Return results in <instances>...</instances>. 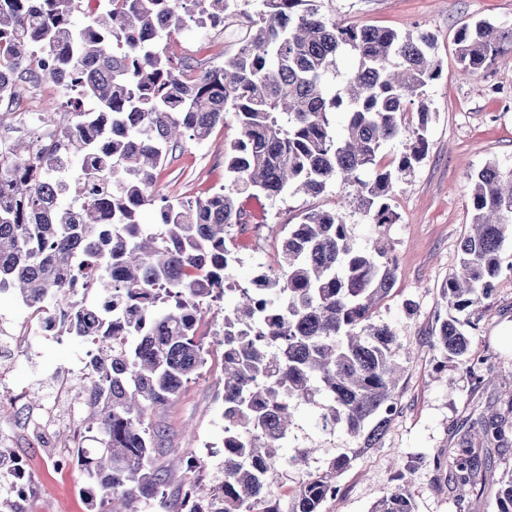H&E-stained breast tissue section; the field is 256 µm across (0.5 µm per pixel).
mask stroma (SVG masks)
Here are the masks:
<instances>
[{
	"instance_id": "obj_1",
	"label": "stroma",
	"mask_w": 512,
	"mask_h": 512,
	"mask_svg": "<svg viewBox=\"0 0 512 512\" xmlns=\"http://www.w3.org/2000/svg\"><path fill=\"white\" fill-rule=\"evenodd\" d=\"M319 6L327 18L340 23L398 32L415 27L435 37L442 72L426 89L432 121L425 154L397 180L388 199L397 221L380 233L354 203L351 188L340 182L317 196L288 192L272 200L238 195L251 227L228 241L234 259L225 277L233 287L248 288L256 277L276 271L287 226L312 210L340 211L358 244L382 235L396 279L391 292L375 306L372 320L389 324L399 336L396 355L404 375L396 391L398 409L381 442L359 451L352 467L339 477L338 492L323 509L369 512L396 485L399 472L407 469L416 512H456L448 472L436 469L433 457L459 447L462 424L506 410L512 400V345L503 342L512 336V278H500L492 296L471 315V351L483 358L484 371L498 376L489 388H474L433 347L435 316L444 306L442 288L459 264L460 238L471 219L474 175L490 163L512 170V53L498 55L488 69L466 77L454 38L463 24L479 19L511 24L512 0H319ZM64 102V94L51 83L22 84L7 104L11 120L0 126V138L22 143L28 151L37 149L40 131L59 128ZM239 136L229 114L206 142L185 143L160 172L157 193L196 197L227 186L224 152ZM223 317L220 303L204 313L199 332L206 342L205 366L153 414L167 429V447L204 458L213 472L224 461V349L210 338ZM87 351V344L72 336L49 342L35 335L26 352L9 364L8 383L22 404L11 405L0 396V441L14 439V451L31 462L37 492L30 512H98L100 507L89 496L90 483L83 471L75 465L65 472L57 470L54 446L30 444L19 417L20 411H36L45 403L69 408L74 392L57 399L43 394L39 384L74 367ZM311 414L310 407L299 408L289 447L312 449L317 466L353 447L343 432L326 435L316 430ZM480 455L487 467L469 497L470 512H496L495 489L512 474V447H485Z\"/></svg>"
}]
</instances>
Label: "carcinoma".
Wrapping results in <instances>:
<instances>
[{"instance_id":"1","label":"carcinoma","mask_w":512,"mask_h":512,"mask_svg":"<svg viewBox=\"0 0 512 512\" xmlns=\"http://www.w3.org/2000/svg\"><path fill=\"white\" fill-rule=\"evenodd\" d=\"M0 0V101L18 83L51 82L68 100L58 138L29 155L0 150V293L50 311L73 306L71 274L136 311L102 318L97 340L73 315L69 333L91 350V376L76 388L89 414L94 448L74 449L89 482L112 512H141L165 492L173 469L186 474L177 512H323L355 451L311 467L305 448L283 445L302 404L318 408V427L344 431L361 447L381 440L397 412L402 367L397 336L368 324L373 306L395 282L383 251L360 247L337 210H313L288 227L280 271L262 287L238 288L224 307V467L217 482L196 477L207 463L192 454L164 459L165 428L150 414L173 400L207 354L198 327L210 302L223 297L231 260L226 236L248 229L236 196L276 198L293 188L317 196L339 180L353 188L371 223L395 222L386 199L393 183L423 156L431 112L425 88L440 73L435 38L327 19L318 0H261L247 13L233 0ZM87 22L79 27L74 15ZM239 33L224 64L204 67L193 51L175 56L151 31L169 35L185 20ZM465 74H477L512 51V25L476 21L456 37ZM355 68L332 92L338 60ZM90 102L93 108L85 109ZM417 105V121H408ZM231 112L241 137L225 154L229 190L170 200L155 193L156 172L186 141L207 140ZM342 112L336 132L330 115ZM408 150L395 169L378 165L384 144ZM472 220L459 242V267L445 283V314L433 346L475 388L483 360L471 354L467 316L512 273V173L488 165L475 177ZM152 208L159 222H142ZM486 444L512 435L508 416L477 421ZM466 432L461 448L437 467L459 490L458 512L478 484L484 462ZM299 471L282 500L285 470ZM497 512H512V476L496 492ZM370 512H415L407 481Z\"/></svg>"}]
</instances>
